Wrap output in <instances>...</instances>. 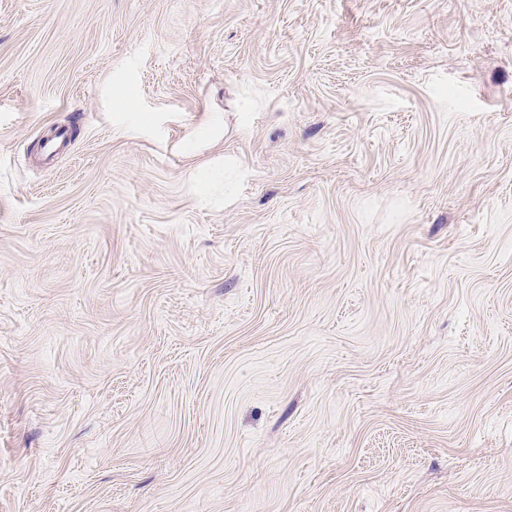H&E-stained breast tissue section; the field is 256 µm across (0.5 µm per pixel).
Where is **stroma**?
<instances>
[{
  "label": "stroma",
  "instance_id": "35a3bbf8",
  "mask_svg": "<svg viewBox=\"0 0 512 512\" xmlns=\"http://www.w3.org/2000/svg\"><path fill=\"white\" fill-rule=\"evenodd\" d=\"M0 512H512V0H0Z\"/></svg>",
  "mask_w": 512,
  "mask_h": 512
}]
</instances>
